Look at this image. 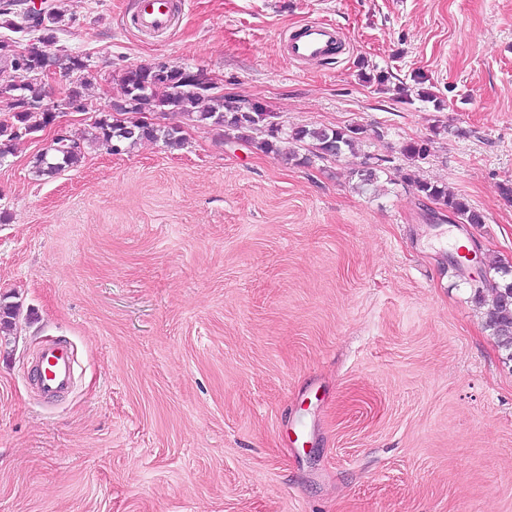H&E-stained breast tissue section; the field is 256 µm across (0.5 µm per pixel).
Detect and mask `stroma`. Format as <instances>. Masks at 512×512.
Returning a JSON list of instances; mask_svg holds the SVG:
<instances>
[{"label":"stroma","instance_id":"stroma-1","mask_svg":"<svg viewBox=\"0 0 512 512\" xmlns=\"http://www.w3.org/2000/svg\"><path fill=\"white\" fill-rule=\"evenodd\" d=\"M47 2L52 52L98 86L61 117L88 141L78 166L33 174L45 131L0 164V302L18 308L0 512H512V361L451 243L512 269V0H184L156 39L130 23L139 0ZM310 20L346 37L322 66L283 51ZM157 62L220 78L283 131L364 134L307 165L197 125L182 148L112 154L90 113ZM421 140V177L484 223L430 218L401 177ZM51 340L78 380L48 402L26 372Z\"/></svg>","mask_w":512,"mask_h":512}]
</instances>
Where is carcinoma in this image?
<instances>
[{
    "instance_id": "carcinoma-1",
    "label": "carcinoma",
    "mask_w": 512,
    "mask_h": 512,
    "mask_svg": "<svg viewBox=\"0 0 512 512\" xmlns=\"http://www.w3.org/2000/svg\"><path fill=\"white\" fill-rule=\"evenodd\" d=\"M19 0H0V16L7 17L6 25L21 33H40L37 44L45 48L54 44L55 25L58 16L50 13L46 17L31 21L19 16ZM65 75L71 78L68 94L63 102L70 108L86 109L90 91L95 87V76L81 59L65 55ZM46 61L42 53L32 51L21 62H12V69L32 75L33 82L17 85L2 81L4 91L11 95L13 112L0 120V162L12 155L16 141L36 134L49 126L55 119L53 109L56 103L46 100L41 79ZM154 65L138 66L121 76L123 94L129 110L135 114L147 112L164 116H177L191 124H204L224 129V137L241 139L257 150L275 157L289 155L298 158L301 164L319 159L337 158L355 152L363 129L350 126L341 129H308L300 127L285 132L277 122L274 112L251 110L244 101L222 93L199 90L189 83H178L163 90L150 87ZM94 138L108 145L115 154H121L141 142L161 141L171 149L184 146L182 126L178 123L138 124L112 112H99L92 123ZM259 131L258 139L252 133ZM311 143V156L298 157V153L287 144ZM402 154L410 162V169L402 178L414 187L418 196L441 205L448 216L461 224H482L483 214L469 202L447 187L428 182L420 177L416 162L429 152V141H413L403 145ZM85 155L84 140L67 131L52 140L32 161L31 169L38 177L52 176L66 168L78 165ZM492 300L487 311V326L492 331L497 346L508 352L512 360V282H497L488 278L478 281L473 288L476 304H486L485 295Z\"/></svg>"
}]
</instances>
